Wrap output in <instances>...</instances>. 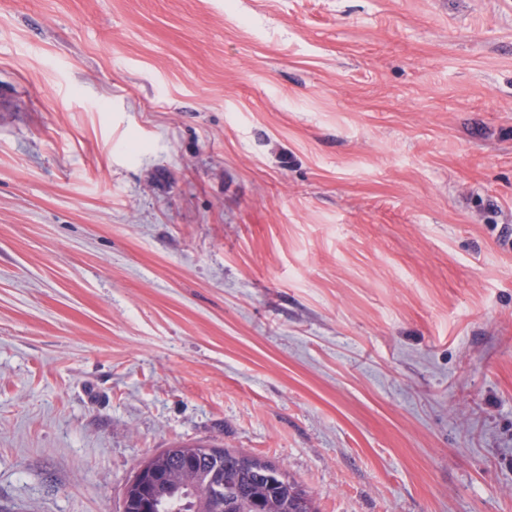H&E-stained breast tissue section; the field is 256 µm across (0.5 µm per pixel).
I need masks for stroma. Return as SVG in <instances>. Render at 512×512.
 Wrapping results in <instances>:
<instances>
[{
    "mask_svg": "<svg viewBox=\"0 0 512 512\" xmlns=\"http://www.w3.org/2000/svg\"><path fill=\"white\" fill-rule=\"evenodd\" d=\"M178 442L512 512V0H0V512Z\"/></svg>",
    "mask_w": 512,
    "mask_h": 512,
    "instance_id": "35a3bbf8",
    "label": "stroma"
}]
</instances>
